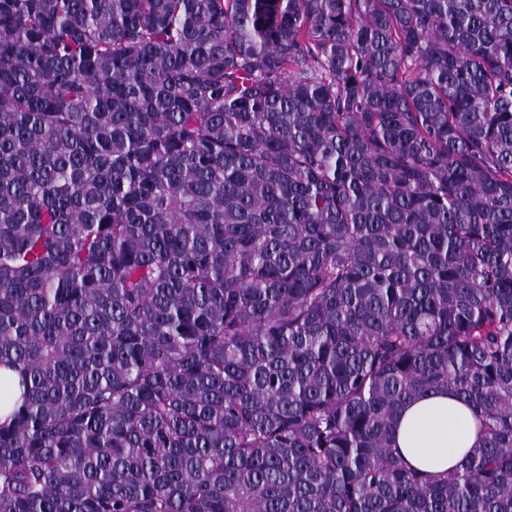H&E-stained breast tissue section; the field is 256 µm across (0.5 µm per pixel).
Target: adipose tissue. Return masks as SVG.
Listing matches in <instances>:
<instances>
[{
  "label": "adipose tissue",
  "instance_id": "adipose-tissue-1",
  "mask_svg": "<svg viewBox=\"0 0 512 512\" xmlns=\"http://www.w3.org/2000/svg\"><path fill=\"white\" fill-rule=\"evenodd\" d=\"M477 438L471 410L452 393L415 400L401 412L394 444L413 467L429 472L455 468Z\"/></svg>",
  "mask_w": 512,
  "mask_h": 512
}]
</instances>
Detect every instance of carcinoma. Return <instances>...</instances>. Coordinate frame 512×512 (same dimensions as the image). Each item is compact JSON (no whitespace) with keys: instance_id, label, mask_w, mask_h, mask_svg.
<instances>
[{"instance_id":"cac0c4a2","label":"carcinoma","mask_w":512,"mask_h":512,"mask_svg":"<svg viewBox=\"0 0 512 512\" xmlns=\"http://www.w3.org/2000/svg\"><path fill=\"white\" fill-rule=\"evenodd\" d=\"M2 366L0 512H512V0H0ZM12 386V393L9 399L5 400L3 391H9ZM21 391L19 388V377L15 371L5 367H0V422H3L14 410L18 401H20ZM477 438L471 410L445 391L415 400L401 412L394 444L413 467L429 472L455 468Z\"/></svg>"}]
</instances>
